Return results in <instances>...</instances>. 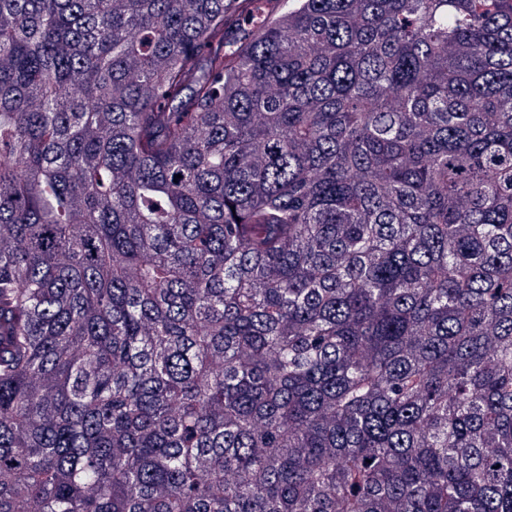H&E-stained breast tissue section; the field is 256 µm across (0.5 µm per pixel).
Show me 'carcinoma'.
Segmentation results:
<instances>
[{"instance_id":"1","label":"carcinoma","mask_w":512,"mask_h":512,"mask_svg":"<svg viewBox=\"0 0 512 512\" xmlns=\"http://www.w3.org/2000/svg\"><path fill=\"white\" fill-rule=\"evenodd\" d=\"M0 512H512V0H0Z\"/></svg>"}]
</instances>
